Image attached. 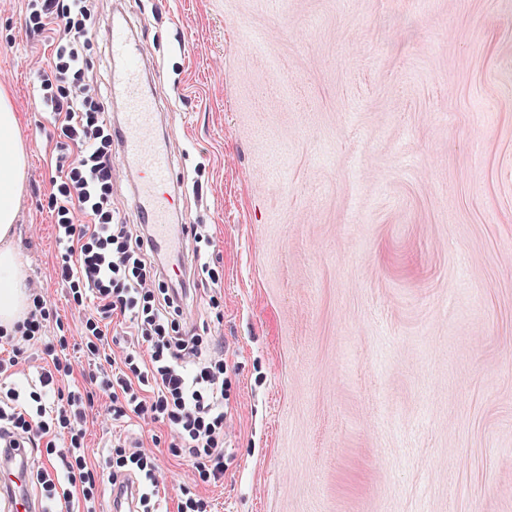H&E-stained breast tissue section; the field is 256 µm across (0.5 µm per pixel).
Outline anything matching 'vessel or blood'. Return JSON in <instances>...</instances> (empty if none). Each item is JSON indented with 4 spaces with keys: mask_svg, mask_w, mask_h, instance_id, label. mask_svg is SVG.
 I'll list each match as a JSON object with an SVG mask.
<instances>
[{
    "mask_svg": "<svg viewBox=\"0 0 512 512\" xmlns=\"http://www.w3.org/2000/svg\"><path fill=\"white\" fill-rule=\"evenodd\" d=\"M112 68V94L122 106L116 131L125 167L139 180L132 188V204L142 223L151 225L156 249L166 253L184 239L182 225L172 223L175 198L170 186L175 181L174 164L166 142L155 135L158 122L156 98L145 87L143 46L127 30L123 15H114L107 26ZM113 512H134L137 482L127 478L112 489Z\"/></svg>",
    "mask_w": 512,
    "mask_h": 512,
    "instance_id": "vessel-or-blood-1",
    "label": "vessel or blood"
}]
</instances>
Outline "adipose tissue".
Here are the masks:
<instances>
[{"label": "adipose tissue", "instance_id": "1", "mask_svg": "<svg viewBox=\"0 0 512 512\" xmlns=\"http://www.w3.org/2000/svg\"><path fill=\"white\" fill-rule=\"evenodd\" d=\"M25 167L17 114L8 92L0 87V326L7 329L28 306L25 274L11 243Z\"/></svg>", "mask_w": 512, "mask_h": 512}]
</instances>
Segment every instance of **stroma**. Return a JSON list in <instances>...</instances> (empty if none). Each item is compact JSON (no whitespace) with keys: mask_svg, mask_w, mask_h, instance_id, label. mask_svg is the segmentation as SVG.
I'll return each instance as SVG.
<instances>
[{"mask_svg":"<svg viewBox=\"0 0 512 512\" xmlns=\"http://www.w3.org/2000/svg\"><path fill=\"white\" fill-rule=\"evenodd\" d=\"M122 6L162 89L173 221L206 225L198 288L227 365L224 477L169 428L86 425L211 512H512V0H102ZM23 0H0V86L27 152L13 246L63 323Z\"/></svg>","mask_w":512,"mask_h":512,"instance_id":"obj_1","label":"stroma"}]
</instances>
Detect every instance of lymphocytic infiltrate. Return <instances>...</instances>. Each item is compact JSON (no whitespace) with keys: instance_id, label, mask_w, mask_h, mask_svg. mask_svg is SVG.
Here are the masks:
<instances>
[{"instance_id":"f902f5d3","label":"lymphocytic infiltrate","mask_w":512,"mask_h":512,"mask_svg":"<svg viewBox=\"0 0 512 512\" xmlns=\"http://www.w3.org/2000/svg\"><path fill=\"white\" fill-rule=\"evenodd\" d=\"M97 0H25V33L50 48L37 65L38 104L50 116L61 156L49 180L47 207L55 223L53 278L84 312L79 348L88 368L76 369L67 337L44 343L53 315L46 289L29 284V310L13 330L0 329V468L18 443L45 447L50 468L30 471L42 488L41 512H97L100 492L85 457L86 424L96 398L108 399L113 420L168 425L172 446L204 466L205 481L224 476V358L203 355L206 341L182 304L196 278L171 277L146 224L125 223L112 206L114 182L110 100L91 70L88 27ZM131 340L113 358L105 332L113 314ZM42 345L44 365L29 348ZM84 384L72 386L74 375ZM119 467L138 472L140 512H163L156 458L127 443Z\"/></svg>"}]
</instances>
